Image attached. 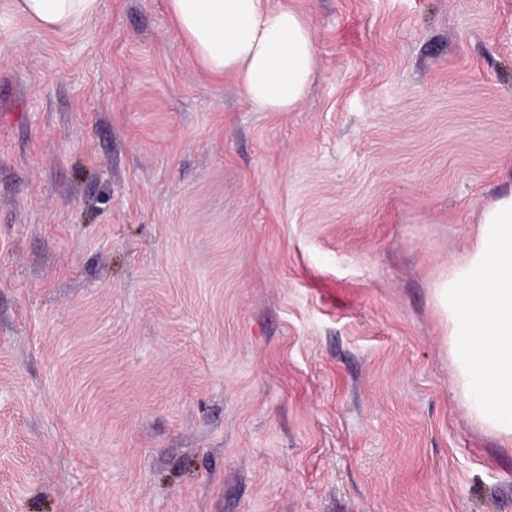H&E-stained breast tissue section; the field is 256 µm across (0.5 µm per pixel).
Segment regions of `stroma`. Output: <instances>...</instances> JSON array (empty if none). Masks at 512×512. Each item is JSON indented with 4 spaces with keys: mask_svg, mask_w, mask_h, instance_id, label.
Returning <instances> with one entry per match:
<instances>
[{
    "mask_svg": "<svg viewBox=\"0 0 512 512\" xmlns=\"http://www.w3.org/2000/svg\"><path fill=\"white\" fill-rule=\"evenodd\" d=\"M270 3L290 112L166 0L0 13V512H512L431 297L512 188V0ZM2 7L41 29L63 31L94 15L98 0H7ZM169 15L201 69L232 76L246 101L290 112L317 69L312 26L291 7L267 0H167Z\"/></svg>",
    "mask_w": 512,
    "mask_h": 512,
    "instance_id": "obj_1",
    "label": "stroma"
}]
</instances>
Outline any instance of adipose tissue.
Instances as JSON below:
<instances>
[{"label":"adipose tissue","instance_id":"adipose-tissue-1","mask_svg":"<svg viewBox=\"0 0 512 512\" xmlns=\"http://www.w3.org/2000/svg\"><path fill=\"white\" fill-rule=\"evenodd\" d=\"M5 9L47 30H69L98 0H6ZM201 69L232 76L246 101L289 112L317 69L305 16L267 0H167ZM433 304L447 328L453 391L471 422L512 447V190L481 206L472 244L436 282Z\"/></svg>","mask_w":512,"mask_h":512}]
</instances>
